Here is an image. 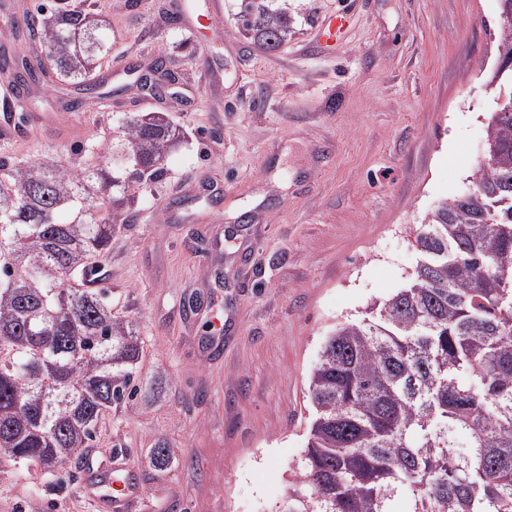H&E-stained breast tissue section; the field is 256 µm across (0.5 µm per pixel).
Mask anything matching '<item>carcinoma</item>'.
<instances>
[{
    "mask_svg": "<svg viewBox=\"0 0 512 512\" xmlns=\"http://www.w3.org/2000/svg\"><path fill=\"white\" fill-rule=\"evenodd\" d=\"M278 0H236L246 43L273 53L295 33ZM504 93L486 127L477 194L441 201L413 228L416 265L363 317L339 321L308 378L306 446L275 512H512V0H499ZM0 55L22 95L39 77L98 97L110 57L99 14L71 0L15 13ZM55 46L53 71L23 47ZM109 156L78 169L0 156V450L49 471L94 447L104 415L141 388L136 328L112 316L99 280L115 193L159 183L183 131L164 112L123 118ZM157 471L173 463L159 443Z\"/></svg>",
    "mask_w": 512,
    "mask_h": 512,
    "instance_id": "obj_1",
    "label": "carcinoma"
}]
</instances>
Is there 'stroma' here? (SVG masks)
<instances>
[{"instance_id": "obj_1", "label": "stroma", "mask_w": 512, "mask_h": 512, "mask_svg": "<svg viewBox=\"0 0 512 512\" xmlns=\"http://www.w3.org/2000/svg\"><path fill=\"white\" fill-rule=\"evenodd\" d=\"M174 3L86 0L123 66L175 59V93L110 79L115 108L74 119L77 89L41 83L14 106L53 124L0 135V154L77 167L75 147L103 143L130 112L186 132L164 180L119 209L103 264L113 313L143 339L142 392L55 472L0 455V512H96L85 478L115 459L138 490L132 512H274L330 330L400 288L416 263L409 226L473 188L498 96L485 82L498 0H287L296 33L272 54L244 43L233 0L195 34L171 26ZM338 14L349 24L325 41ZM160 442L174 459L161 473L148 463Z\"/></svg>"}]
</instances>
